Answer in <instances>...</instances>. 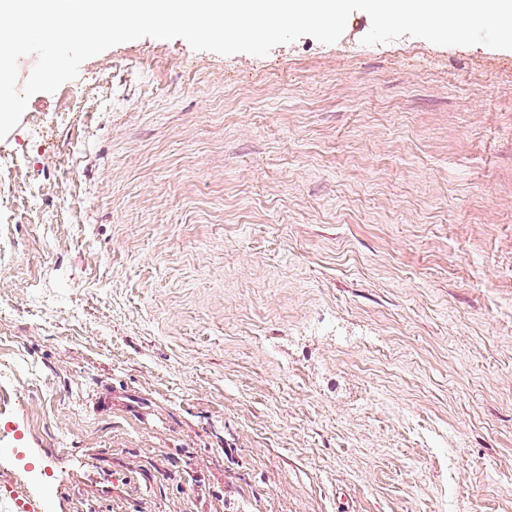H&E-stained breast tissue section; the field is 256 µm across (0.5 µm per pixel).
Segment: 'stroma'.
I'll use <instances>...</instances> for the list:
<instances>
[{"instance_id": "stroma-1", "label": "stroma", "mask_w": 512, "mask_h": 512, "mask_svg": "<svg viewBox=\"0 0 512 512\" xmlns=\"http://www.w3.org/2000/svg\"><path fill=\"white\" fill-rule=\"evenodd\" d=\"M370 28L144 37L29 98L1 486L21 451L44 512H512V50Z\"/></svg>"}]
</instances>
